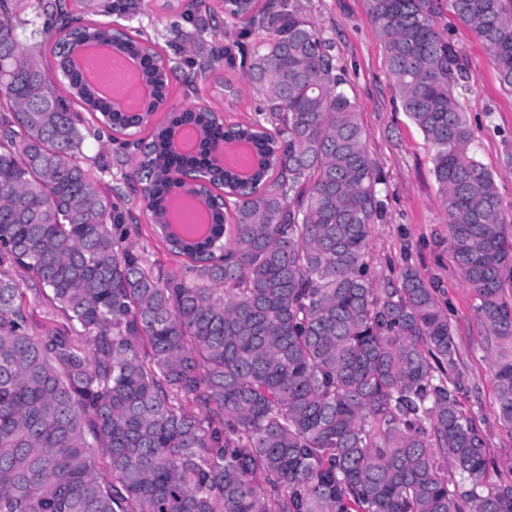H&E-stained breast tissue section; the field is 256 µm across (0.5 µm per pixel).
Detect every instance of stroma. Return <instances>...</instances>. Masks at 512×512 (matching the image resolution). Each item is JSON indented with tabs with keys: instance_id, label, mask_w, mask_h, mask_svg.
I'll return each instance as SVG.
<instances>
[{
	"instance_id": "stroma-1",
	"label": "stroma",
	"mask_w": 512,
	"mask_h": 512,
	"mask_svg": "<svg viewBox=\"0 0 512 512\" xmlns=\"http://www.w3.org/2000/svg\"><path fill=\"white\" fill-rule=\"evenodd\" d=\"M163 2L140 0L132 24L144 27L169 56L192 62L207 59L237 37L224 28L220 0H206L194 24L163 12ZM298 5L318 34L335 44L337 65L349 81L369 152L385 180L380 197L386 217L375 226L365 256L370 273L383 288L408 264L434 289L448 312L459 364L468 376L461 401L487 433L490 477L512 478V432L495 421V348L475 314V296L462 282L448 248L443 194L433 175L434 150L402 108L367 0H298ZM440 25L463 51L471 76L472 148L493 173L506 209L512 210V92L501 84L489 48L473 30L448 12Z\"/></svg>"
}]
</instances>
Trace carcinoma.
I'll return each instance as SVG.
<instances>
[{
	"instance_id": "obj_1",
	"label": "carcinoma",
	"mask_w": 512,
	"mask_h": 512,
	"mask_svg": "<svg viewBox=\"0 0 512 512\" xmlns=\"http://www.w3.org/2000/svg\"><path fill=\"white\" fill-rule=\"evenodd\" d=\"M90 2L0 0V512H512V480H487L485 431L459 401L446 309L414 268L377 288L364 261L383 180L331 43L293 0H224L240 35H268L168 71L158 43L90 19ZM368 6L434 149L512 431V217L470 149L464 55L437 27L446 6L512 91V0ZM33 7L44 37L23 42ZM114 41L141 61L148 112L112 111L76 67L85 46ZM223 58L257 97L229 125L201 96L238 98L214 77ZM98 80L124 85L114 58ZM180 80L198 103L152 122ZM172 126L196 147L170 151ZM88 136L137 147L121 180L178 269L137 246L121 191L82 158ZM212 167L224 207L206 212L168 173ZM19 272L55 310L37 331Z\"/></svg>"
}]
</instances>
